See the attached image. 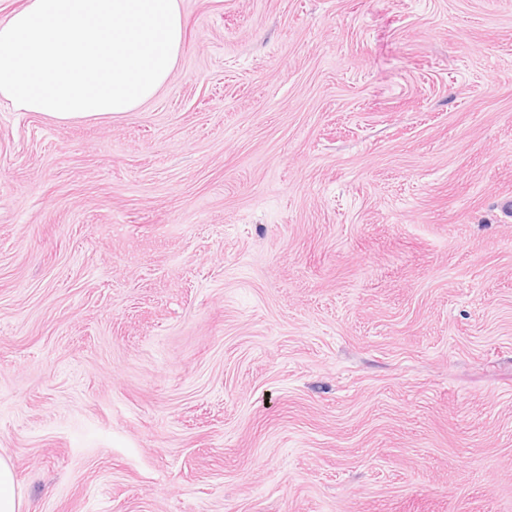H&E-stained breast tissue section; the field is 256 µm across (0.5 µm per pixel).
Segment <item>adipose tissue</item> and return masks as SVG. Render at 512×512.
I'll return each mask as SVG.
<instances>
[{
  "label": "adipose tissue",
  "mask_w": 512,
  "mask_h": 512,
  "mask_svg": "<svg viewBox=\"0 0 512 512\" xmlns=\"http://www.w3.org/2000/svg\"><path fill=\"white\" fill-rule=\"evenodd\" d=\"M184 46L180 0H27L0 19V98L65 122L135 111Z\"/></svg>",
  "instance_id": "ef3b65f1"
}]
</instances>
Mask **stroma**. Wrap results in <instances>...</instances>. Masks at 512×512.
<instances>
[{"label": "stroma", "mask_w": 512, "mask_h": 512, "mask_svg": "<svg viewBox=\"0 0 512 512\" xmlns=\"http://www.w3.org/2000/svg\"><path fill=\"white\" fill-rule=\"evenodd\" d=\"M136 111L0 99L21 512H512V0H181Z\"/></svg>", "instance_id": "1"}]
</instances>
